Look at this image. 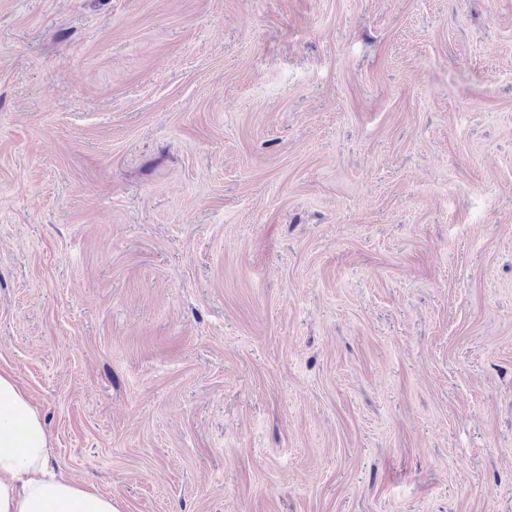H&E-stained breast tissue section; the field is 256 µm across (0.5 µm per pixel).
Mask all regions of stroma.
Listing matches in <instances>:
<instances>
[{
    "instance_id": "1",
    "label": "stroma",
    "mask_w": 512,
    "mask_h": 512,
    "mask_svg": "<svg viewBox=\"0 0 512 512\" xmlns=\"http://www.w3.org/2000/svg\"><path fill=\"white\" fill-rule=\"evenodd\" d=\"M512 0H0V369L122 512H512Z\"/></svg>"
}]
</instances>
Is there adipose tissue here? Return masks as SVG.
Wrapping results in <instances>:
<instances>
[{"instance_id": "ef3b65f1", "label": "adipose tissue", "mask_w": 512, "mask_h": 512, "mask_svg": "<svg viewBox=\"0 0 512 512\" xmlns=\"http://www.w3.org/2000/svg\"><path fill=\"white\" fill-rule=\"evenodd\" d=\"M53 441L31 394L0 370V512H121L51 466Z\"/></svg>"}]
</instances>
